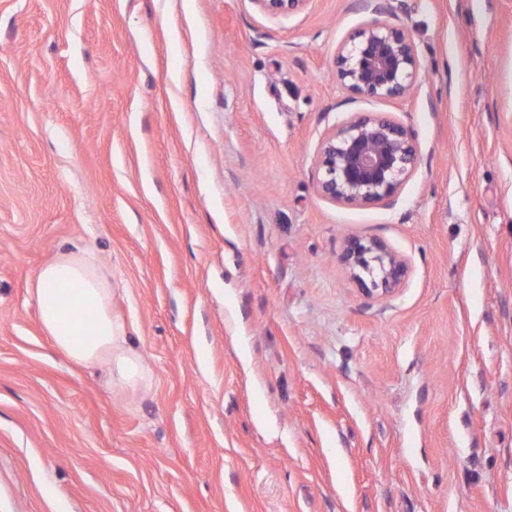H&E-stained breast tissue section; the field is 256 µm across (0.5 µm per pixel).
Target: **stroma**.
Masks as SVG:
<instances>
[{
	"instance_id": "stroma-1",
	"label": "stroma",
	"mask_w": 512,
	"mask_h": 512,
	"mask_svg": "<svg viewBox=\"0 0 512 512\" xmlns=\"http://www.w3.org/2000/svg\"><path fill=\"white\" fill-rule=\"evenodd\" d=\"M358 0H0V512H512V0H391L421 81L351 100ZM354 112L393 207L321 198ZM407 259L365 298L348 237ZM88 251L142 375L66 363L31 289ZM258 7L270 16H279L303 11L310 0H254ZM418 147L411 130L379 112H354L320 143L318 194L350 207L392 206L413 174Z\"/></svg>"
}]
</instances>
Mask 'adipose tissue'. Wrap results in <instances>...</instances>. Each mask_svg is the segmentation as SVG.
<instances>
[{
    "instance_id": "obj_1",
    "label": "adipose tissue",
    "mask_w": 512,
    "mask_h": 512,
    "mask_svg": "<svg viewBox=\"0 0 512 512\" xmlns=\"http://www.w3.org/2000/svg\"><path fill=\"white\" fill-rule=\"evenodd\" d=\"M39 323L52 348L75 365L114 363L119 375L134 378L140 360L125 348L124 326L112 317V284L89 253L64 251L41 266L33 280ZM93 306L86 320L85 306Z\"/></svg>"
}]
</instances>
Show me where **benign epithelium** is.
Listing matches in <instances>:
<instances>
[{
  "label": "benign epithelium",
  "instance_id": "7a95c632",
  "mask_svg": "<svg viewBox=\"0 0 512 512\" xmlns=\"http://www.w3.org/2000/svg\"><path fill=\"white\" fill-rule=\"evenodd\" d=\"M270 16L303 11L310 0H254ZM374 15L337 49L336 74L354 99L403 98L420 78L418 51L405 29L380 21L385 0H360ZM418 147L411 130L379 112H354L320 143L316 164L318 194L350 207L392 206L413 174ZM339 262L363 296H391L407 278L408 261L383 242L358 236L346 239Z\"/></svg>",
  "mask_w": 512,
  "mask_h": 512
}]
</instances>
